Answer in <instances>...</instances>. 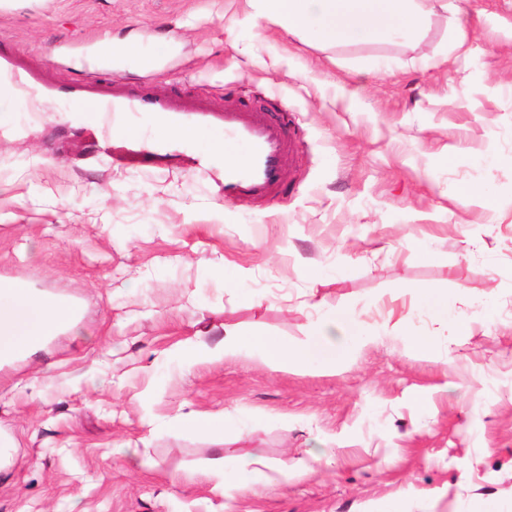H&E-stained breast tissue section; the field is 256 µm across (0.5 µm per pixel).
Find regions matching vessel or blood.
I'll return each instance as SVG.
<instances>
[{
	"label": "vessel or blood",
	"mask_w": 512,
	"mask_h": 512,
	"mask_svg": "<svg viewBox=\"0 0 512 512\" xmlns=\"http://www.w3.org/2000/svg\"><path fill=\"white\" fill-rule=\"evenodd\" d=\"M66 111L92 117H112V134L116 144L115 161L125 163L174 153L190 158L195 171L211 174L230 205L253 199L278 197L282 175L296 151L287 123L260 115L258 110L235 100L216 105L202 100L177 97L159 98L144 94L135 86L115 78L111 89L94 83L84 87L62 89ZM178 129V136L156 135V127ZM210 132L222 151H196L191 134ZM233 163H225V155Z\"/></svg>",
	"instance_id": "vessel-or-blood-1"
}]
</instances>
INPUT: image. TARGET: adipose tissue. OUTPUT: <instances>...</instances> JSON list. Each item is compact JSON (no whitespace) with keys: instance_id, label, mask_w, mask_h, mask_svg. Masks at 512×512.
<instances>
[{"instance_id":"adipose-tissue-1","label":"adipose tissue","mask_w":512,"mask_h":512,"mask_svg":"<svg viewBox=\"0 0 512 512\" xmlns=\"http://www.w3.org/2000/svg\"><path fill=\"white\" fill-rule=\"evenodd\" d=\"M268 15L288 31L336 42L416 36L428 23L426 0H262ZM71 310L53 296H33L12 283L0 282V352L34 347L68 324ZM357 321L348 313L327 318L305 341L291 344L275 336L237 333L224 336L225 350L256 348L271 369L289 365L335 366L345 359L344 339L356 335Z\"/></svg>"}]
</instances>
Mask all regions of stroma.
<instances>
[{
	"label": "stroma",
	"mask_w": 512,
	"mask_h": 512,
	"mask_svg": "<svg viewBox=\"0 0 512 512\" xmlns=\"http://www.w3.org/2000/svg\"><path fill=\"white\" fill-rule=\"evenodd\" d=\"M445 2L415 39L336 44L259 0L0 7V57L45 90L109 35L156 64L98 82L240 97L298 141L284 196L228 205L181 158L113 164L111 120L0 93V281L78 307L0 358V512H512V0H467L460 44ZM339 310L362 338L336 369L224 350ZM254 454V491L205 473Z\"/></svg>",
	"instance_id": "35a3bbf8"
}]
</instances>
